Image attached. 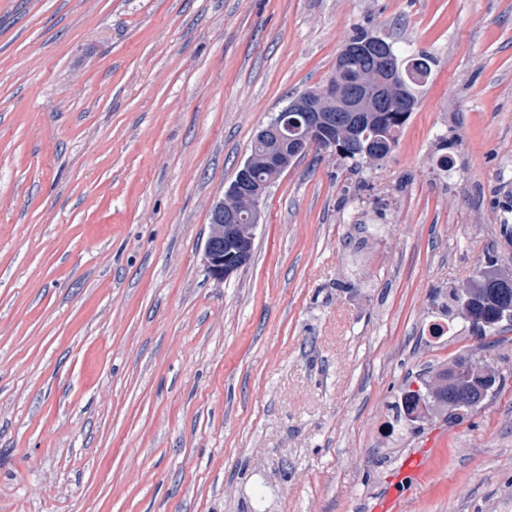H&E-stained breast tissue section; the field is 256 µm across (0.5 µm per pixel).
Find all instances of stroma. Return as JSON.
Returning <instances> with one entry per match:
<instances>
[{"label":"stroma","mask_w":512,"mask_h":512,"mask_svg":"<svg viewBox=\"0 0 512 512\" xmlns=\"http://www.w3.org/2000/svg\"><path fill=\"white\" fill-rule=\"evenodd\" d=\"M357 28L434 60L397 145L297 159L214 279L213 204ZM511 192L512 0H0V512H512V323L449 305L512 273ZM463 355L496 394L396 423Z\"/></svg>","instance_id":"stroma-1"}]
</instances>
